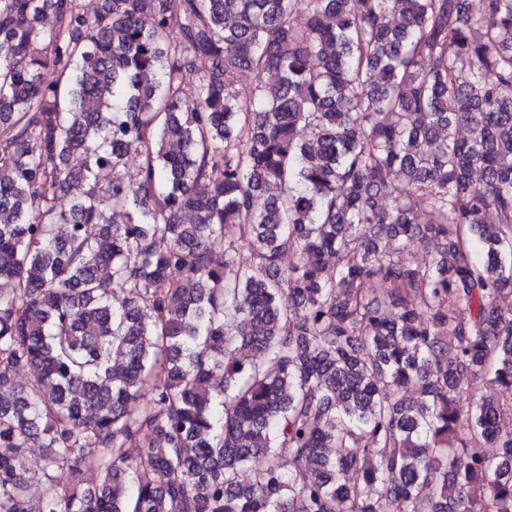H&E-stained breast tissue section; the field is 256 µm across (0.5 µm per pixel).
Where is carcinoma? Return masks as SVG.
Masks as SVG:
<instances>
[{"label": "carcinoma", "instance_id": "1", "mask_svg": "<svg viewBox=\"0 0 512 512\" xmlns=\"http://www.w3.org/2000/svg\"><path fill=\"white\" fill-rule=\"evenodd\" d=\"M297 2L0 0V512H512V0Z\"/></svg>", "mask_w": 512, "mask_h": 512}]
</instances>
